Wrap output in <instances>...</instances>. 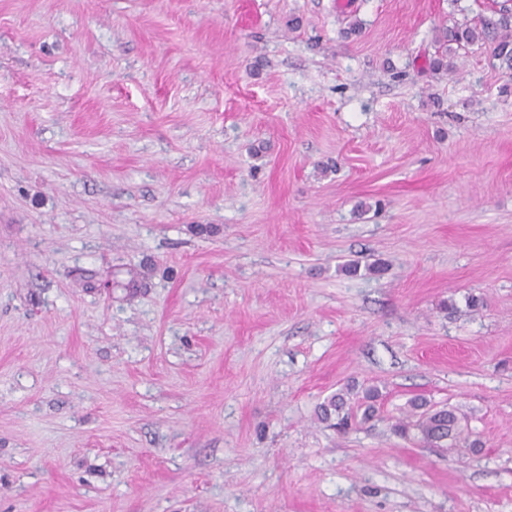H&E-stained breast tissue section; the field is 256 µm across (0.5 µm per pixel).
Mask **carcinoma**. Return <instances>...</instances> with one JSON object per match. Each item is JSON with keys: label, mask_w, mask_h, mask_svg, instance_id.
I'll return each instance as SVG.
<instances>
[{"label": "carcinoma", "mask_w": 512, "mask_h": 512, "mask_svg": "<svg viewBox=\"0 0 512 512\" xmlns=\"http://www.w3.org/2000/svg\"><path fill=\"white\" fill-rule=\"evenodd\" d=\"M438 41L446 45L449 52L478 42L485 43L489 47L490 58L511 71L512 0H503L495 16L483 17L478 24L456 21L450 27L439 28ZM380 397L378 388L370 387L353 407L348 404L347 394L339 391L319 406L318 418L328 421L334 417L337 419L336 427L344 431L358 413L364 421L377 417L380 414L377 406ZM390 428L402 438L417 439L450 453H457L463 448L477 451L482 447L480 438L462 424V417L456 409L431 405L420 398L408 400L400 415L392 418Z\"/></svg>", "instance_id": "1"}]
</instances>
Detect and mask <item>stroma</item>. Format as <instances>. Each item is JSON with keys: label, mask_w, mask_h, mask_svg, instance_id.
Wrapping results in <instances>:
<instances>
[{"label": "stroma", "mask_w": 512, "mask_h": 512, "mask_svg": "<svg viewBox=\"0 0 512 512\" xmlns=\"http://www.w3.org/2000/svg\"><path fill=\"white\" fill-rule=\"evenodd\" d=\"M495 3L0 0V512H512ZM510 2V3H508ZM512 1L504 0L498 10L494 11V17H482L480 24L462 23L454 21L451 27L439 28L438 41L445 46V54L434 58L430 64V70L435 74L455 73V66L448 61V51L456 52L457 49H465L467 46L482 42L488 45L490 58L498 61L499 65L512 70ZM497 16V18H495ZM456 44V49L450 46ZM448 45V48H447ZM347 394H349V389H347V393L339 391L324 401L318 408V418L328 421L332 416H336L337 422L334 425L345 431L349 427L350 420L356 417L358 411H362L361 419L363 421L374 419L380 414L377 402L381 394L377 387H370L364 391L363 397L357 402L356 410H354L355 405L348 404ZM391 430L402 438H413L431 447L458 453L461 448L478 451L482 441L454 408L430 405L421 398H411L398 417H392ZM472 437H474L472 439Z\"/></svg>", "instance_id": "obj_1"}]
</instances>
